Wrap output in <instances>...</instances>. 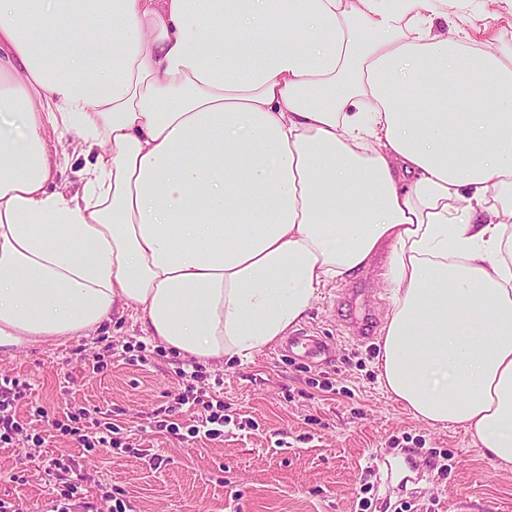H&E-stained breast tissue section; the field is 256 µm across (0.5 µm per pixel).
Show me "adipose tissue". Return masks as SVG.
<instances>
[{"instance_id":"1","label":"adipose tissue","mask_w":512,"mask_h":512,"mask_svg":"<svg viewBox=\"0 0 512 512\" xmlns=\"http://www.w3.org/2000/svg\"><path fill=\"white\" fill-rule=\"evenodd\" d=\"M447 5L0 0V354L126 313L249 359L383 252L382 385L512 468V44ZM69 141L63 140V148L58 146L60 152V162L64 169L63 178H67L69 182L77 184L78 177L77 173L83 168L86 163V159L82 154H79V149H75L74 145L70 144Z\"/></svg>"}]
</instances>
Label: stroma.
I'll use <instances>...</instances> for the list:
<instances>
[{
    "label": "stroma",
    "mask_w": 512,
    "mask_h": 512,
    "mask_svg": "<svg viewBox=\"0 0 512 512\" xmlns=\"http://www.w3.org/2000/svg\"><path fill=\"white\" fill-rule=\"evenodd\" d=\"M385 256L327 285L296 327L324 337L306 359L278 340L247 361L202 365L198 389L224 401V433L190 437L197 415L178 408L177 354L122 318L62 343L0 355V375L29 384L15 407L27 422L0 444V499L46 512L52 460L86 474V495L123 489L128 512H512V469L498 468L462 428L409 414L379 385L390 311ZM46 418L32 420L37 407ZM170 409L172 434L156 426ZM87 411L119 427L125 454L86 451L54 420Z\"/></svg>",
    "instance_id": "35a3bbf8"
}]
</instances>
